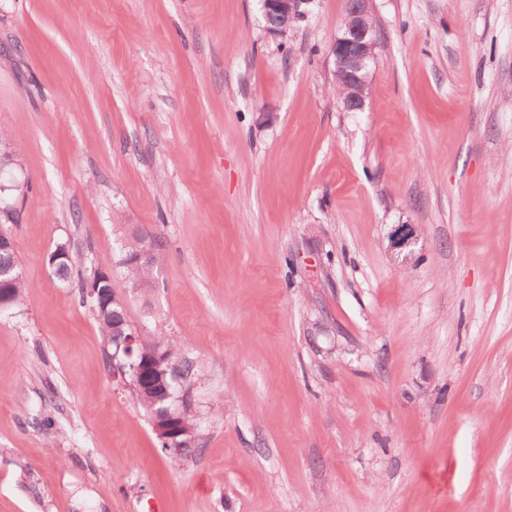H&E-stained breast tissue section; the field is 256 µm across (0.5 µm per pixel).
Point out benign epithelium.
Returning <instances> with one entry per match:
<instances>
[{"label": "benign epithelium", "instance_id": "1", "mask_svg": "<svg viewBox=\"0 0 512 512\" xmlns=\"http://www.w3.org/2000/svg\"><path fill=\"white\" fill-rule=\"evenodd\" d=\"M309 0H261L265 30L273 37H283L304 15L302 6ZM376 28L373 21L372 0H347L339 34L330 44L336 76L342 81V102L346 110H363L368 87L369 67L376 63ZM395 250H404L415 244V229L410 224H397L389 235ZM88 295L95 299L99 311L111 312V306L119 303L110 288L88 286ZM127 328V339L112 354V379L128 385V378L139 382L141 387L158 395L168 391L169 381L179 379L176 363L159 354L142 362L132 361L133 346L143 343L142 336L129 322L123 320L116 328ZM182 408L168 410L164 415L151 418L152 428L166 444L164 451L184 454L195 445L199 432L187 427L181 420Z\"/></svg>", "mask_w": 512, "mask_h": 512}]
</instances>
